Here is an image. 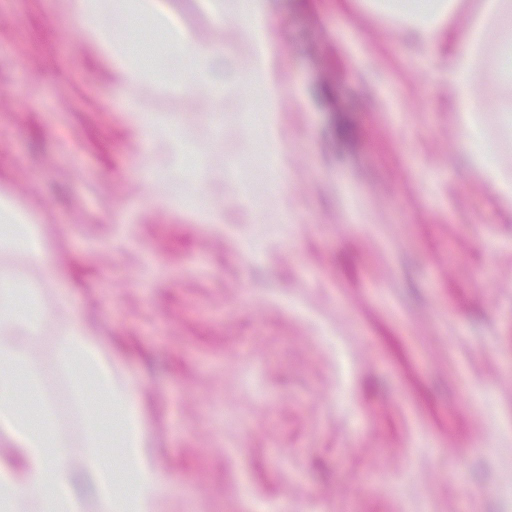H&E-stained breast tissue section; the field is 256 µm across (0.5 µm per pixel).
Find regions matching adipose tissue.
I'll use <instances>...</instances> for the list:
<instances>
[{
  "instance_id": "adipose-tissue-1",
  "label": "adipose tissue",
  "mask_w": 512,
  "mask_h": 512,
  "mask_svg": "<svg viewBox=\"0 0 512 512\" xmlns=\"http://www.w3.org/2000/svg\"><path fill=\"white\" fill-rule=\"evenodd\" d=\"M374 12L404 21L421 45L433 46L442 24L457 9L459 0H366ZM201 7L218 26L231 28L238 54L225 53L219 42L206 41L181 26L161 0H63L62 20L76 26L111 55L118 76L129 92L149 81V73L133 67L126 55L127 32L108 29L106 14H140L157 26L177 60L171 79L191 93L200 111H213L224 100L228 78L259 86L261 110L271 140V164L281 167L285 155L277 124L281 106L280 80L275 64L277 21L267 0H238L235 13H225L223 0H200ZM501 60L493 81L482 90L470 84L471 73L487 53ZM448 81L456 89V110L463 127L464 144L482 142L480 123L485 101L498 98L503 88H512V0H474L469 27L460 46L448 60ZM0 250L22 251L28 262L51 271L48 244L36 224L9 199L0 194ZM45 307L36 282L21 281L8 270L0 271V431L12 435L22 451L24 467L0 466V500L19 497L38 501L40 512H82L74 491L77 474L92 477L106 512H153V502L162 490V480L146 448V434L130 384L116 376L112 359L80 320L64 329L57 347L55 368L69 379L78 407L90 396L99 404L86 431L84 450L73 454L68 440L54 429L49 403L30 415L25 401L37 398L43 376L30 360L29 346L43 332ZM119 419L113 439L122 451L133 490L126 496L113 492L112 461L106 455L102 433L105 424Z\"/></svg>"
}]
</instances>
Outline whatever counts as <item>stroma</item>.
<instances>
[{
	"label": "stroma",
	"mask_w": 512,
	"mask_h": 512,
	"mask_svg": "<svg viewBox=\"0 0 512 512\" xmlns=\"http://www.w3.org/2000/svg\"><path fill=\"white\" fill-rule=\"evenodd\" d=\"M57 0H0V190L48 238L31 351L57 430L85 421L52 370L77 318L135 387L155 512H512V206L458 139L448 57L361 0H270L278 176L257 116L154 82L132 108ZM223 194L142 169L137 111Z\"/></svg>",
	"instance_id": "1"
}]
</instances>
